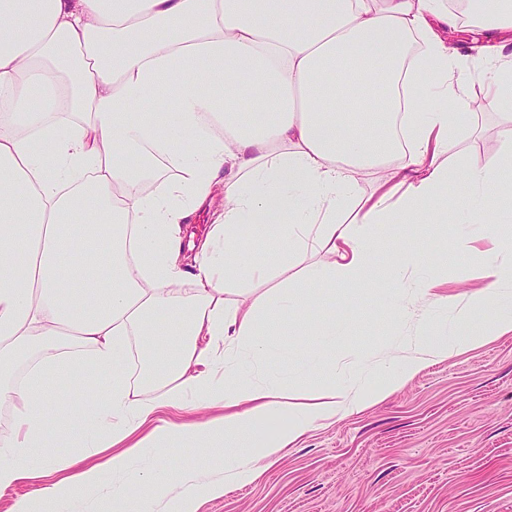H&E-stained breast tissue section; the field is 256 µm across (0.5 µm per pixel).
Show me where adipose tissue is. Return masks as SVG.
Wrapping results in <instances>:
<instances>
[{"label":"adipose tissue","mask_w":512,"mask_h":512,"mask_svg":"<svg viewBox=\"0 0 512 512\" xmlns=\"http://www.w3.org/2000/svg\"><path fill=\"white\" fill-rule=\"evenodd\" d=\"M505 2L480 0L501 34L497 79L512 84ZM446 29L463 25L445 0H0V88L11 91L0 113V401L14 406L0 494L32 487L13 512H58L111 477L124 483L110 512H197L199 500L257 482L315 426L512 334V237L487 223L490 246L473 259L481 286L441 295L437 274L417 281L433 310L400 307L419 326L376 389L332 373L257 380L245 370L246 358H270L284 322L312 325L308 300L280 277L310 247L325 258L302 282L332 294L374 266L375 225L447 218L449 179L470 189L458 216L495 209L512 167V101L493 98L500 155L479 165L449 154L473 107ZM159 148L175 174L147 193ZM364 175L376 176V198L359 199ZM217 196L222 211L183 265V226ZM260 233L278 243L269 255L251 247ZM489 309L494 319L477 327ZM57 336L73 348L51 345ZM136 338L162 395L140 397L130 382ZM75 369L93 412L77 442L45 395ZM215 398L222 415L160 416ZM282 417L289 426L263 439ZM242 441L246 453L220 477L171 463L176 448ZM75 442L111 454L94 465L58 456ZM61 469L67 478L47 482Z\"/></svg>","instance_id":"obj_1"}]
</instances>
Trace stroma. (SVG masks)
<instances>
[{
	"label": "stroma",
	"instance_id": "obj_1",
	"mask_svg": "<svg viewBox=\"0 0 512 512\" xmlns=\"http://www.w3.org/2000/svg\"><path fill=\"white\" fill-rule=\"evenodd\" d=\"M488 44L484 35L455 43L473 99L493 94ZM472 126L481 162L501 147L497 107L475 114ZM460 233L449 221L377 225L369 278L332 299L295 291L312 302L320 324L342 325L343 336H279L269 372L292 376L315 357L339 366L354 355L373 366L390 361L398 336L410 330L396 316L392 248ZM198 512H512V334L436 361L362 412L309 431L257 482Z\"/></svg>",
	"mask_w": 512,
	"mask_h": 512
}]
</instances>
